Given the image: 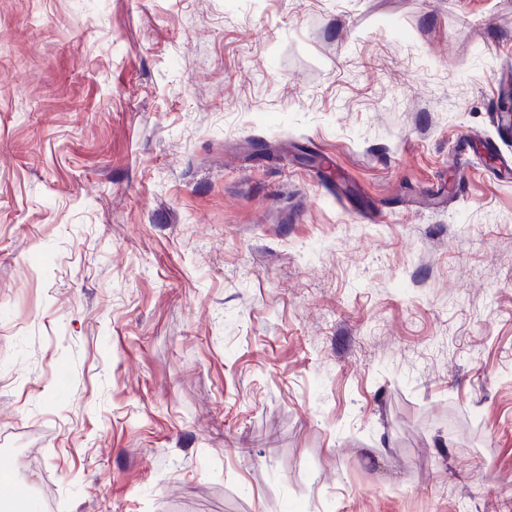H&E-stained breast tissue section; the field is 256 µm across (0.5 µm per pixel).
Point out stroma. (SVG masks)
I'll return each instance as SVG.
<instances>
[{
    "mask_svg": "<svg viewBox=\"0 0 512 512\" xmlns=\"http://www.w3.org/2000/svg\"><path fill=\"white\" fill-rule=\"evenodd\" d=\"M508 74L512 0H0V498L512 512Z\"/></svg>",
    "mask_w": 512,
    "mask_h": 512,
    "instance_id": "stroma-1",
    "label": "stroma"
}]
</instances>
